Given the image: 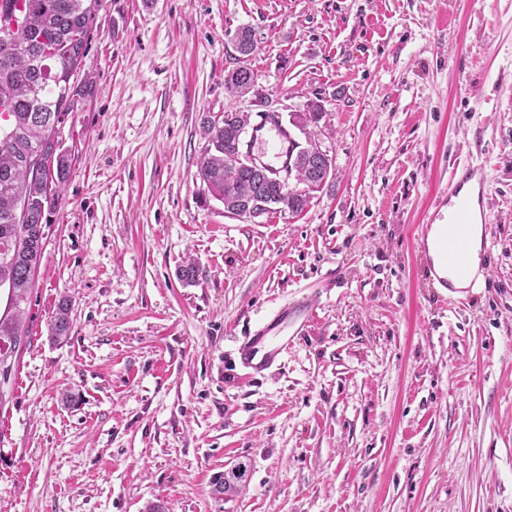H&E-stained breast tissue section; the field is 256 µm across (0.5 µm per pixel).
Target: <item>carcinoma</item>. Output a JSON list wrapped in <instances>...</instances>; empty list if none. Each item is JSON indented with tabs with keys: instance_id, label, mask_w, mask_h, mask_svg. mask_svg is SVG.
I'll list each match as a JSON object with an SVG mask.
<instances>
[{
	"instance_id": "carcinoma-1",
	"label": "carcinoma",
	"mask_w": 512,
	"mask_h": 512,
	"mask_svg": "<svg viewBox=\"0 0 512 512\" xmlns=\"http://www.w3.org/2000/svg\"><path fill=\"white\" fill-rule=\"evenodd\" d=\"M101 0H0V286H8L11 312L0 315V356L16 359L23 340V308L32 292L45 239V212L54 205L53 187L70 172L68 154L60 149L57 125L87 86L71 82L86 55ZM325 115L321 101L310 99L294 113V125L316 140L314 128ZM248 112L231 111L223 123L202 122L207 147L196 176L224 211L237 214L241 205L261 192L275 207L298 214L311 196L283 193L268 183L258 186L247 167L230 169L224 158L236 150L239 127L249 124ZM295 179L317 186L325 175L298 147ZM71 333L70 303L59 301L50 324L51 338Z\"/></svg>"
}]
</instances>
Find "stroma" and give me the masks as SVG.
<instances>
[{
    "instance_id": "obj_1",
    "label": "stroma",
    "mask_w": 512,
    "mask_h": 512,
    "mask_svg": "<svg viewBox=\"0 0 512 512\" xmlns=\"http://www.w3.org/2000/svg\"><path fill=\"white\" fill-rule=\"evenodd\" d=\"M240 66L269 109L324 105L332 172L300 214L244 220L195 178L203 118L259 110L224 87ZM75 81L0 385V512H512V0H103ZM459 162L491 233L464 302L416 247ZM303 298L302 339L250 378L236 339ZM70 303L63 298L57 305V310L50 324V334L54 341L66 340L71 333Z\"/></svg>"
}]
</instances>
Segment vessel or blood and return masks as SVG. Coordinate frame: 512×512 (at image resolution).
I'll return each instance as SVG.
<instances>
[{"mask_svg":"<svg viewBox=\"0 0 512 512\" xmlns=\"http://www.w3.org/2000/svg\"><path fill=\"white\" fill-rule=\"evenodd\" d=\"M251 144L257 149V160L272 156L278 171L287 167L294 154L289 130L269 120L254 125ZM486 222L482 169L469 163L455 165L447 188L428 212L417 238V249L431 281L465 297L480 282L488 280L487 267L470 266L469 229L471 225ZM311 316L308 304L283 305L263 326L238 340L235 348L238 365L252 375H263L281 366Z\"/></svg>","mask_w":512,"mask_h":512,"instance_id":"b4317fda","label":"vessel or blood"}]
</instances>
